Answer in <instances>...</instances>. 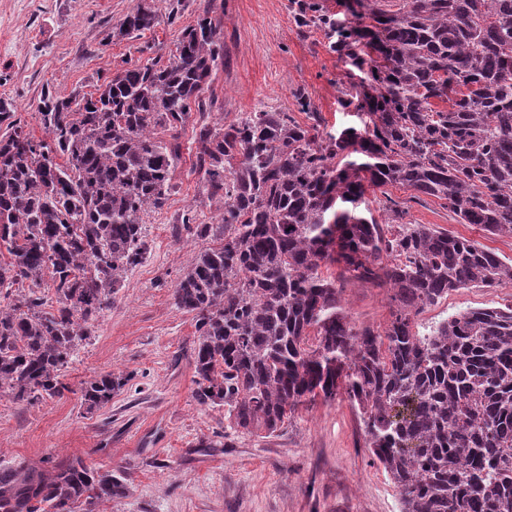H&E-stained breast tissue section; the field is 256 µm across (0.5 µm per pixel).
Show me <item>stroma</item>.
<instances>
[{
    "instance_id": "1",
    "label": "stroma",
    "mask_w": 512,
    "mask_h": 512,
    "mask_svg": "<svg viewBox=\"0 0 512 512\" xmlns=\"http://www.w3.org/2000/svg\"><path fill=\"white\" fill-rule=\"evenodd\" d=\"M137 2L0 0V100L35 138L44 135L35 117L44 89L90 93L124 65L169 60L180 30L205 12L229 59L214 76V113L233 118L266 107L302 122L293 97L299 90L328 130L363 129L365 117L341 107L351 84L344 62L322 30L297 27L289 0H182L173 18L169 0H149L156 25L118 37ZM181 141L176 188L144 218L150 250L65 369L66 392L33 404L0 393V468L49 455L122 471L126 496L99 502L96 512H400L398 490L366 448L346 398L304 404L269 436L230 430L222 407L195 400V320L176 306L173 289L210 241L184 230L181 218L191 212L197 223L214 224L220 208L192 168L191 131ZM410 218L512 260V237L456 223L436 200L412 203ZM322 274L335 279L352 325L386 327L389 290L341 277L334 265ZM510 302L512 286L460 288L420 313L414 329L425 334L458 312ZM108 371L127 384L107 407L85 413L82 382Z\"/></svg>"
}]
</instances>
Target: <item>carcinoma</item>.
Instances as JSON below:
<instances>
[{
    "mask_svg": "<svg viewBox=\"0 0 512 512\" xmlns=\"http://www.w3.org/2000/svg\"><path fill=\"white\" fill-rule=\"evenodd\" d=\"M382 2L352 0L342 21L324 0H290L299 27L323 30L363 74L341 105L370 116L364 132L320 130L302 94L310 125L264 107L194 125L195 171L223 210L220 244L195 254L173 291L195 313V399L224 407L234 431L270 435L299 406L345 396L401 512H512V304L413 330L452 290L512 285V260L405 220L384 190L401 185L442 201L459 224L512 236V0ZM156 19L140 2L119 34ZM222 63L219 26L205 14L166 64L123 68L95 95L45 92L37 119L48 140L9 123L0 390L30 404L68 389L62 371L143 259V216L174 190L181 132L192 109L204 114ZM352 152L366 161L335 162ZM366 181L385 197L381 218L336 208L360 203ZM326 263L393 292L383 330L351 326ZM47 276L50 298L35 292ZM26 281L29 292L14 289ZM126 381L93 377L81 405L104 408ZM126 491L123 473L79 458L0 470V512H95Z\"/></svg>",
    "mask_w": 512,
    "mask_h": 512,
    "instance_id": "carcinoma-1",
    "label": "carcinoma"
}]
</instances>
